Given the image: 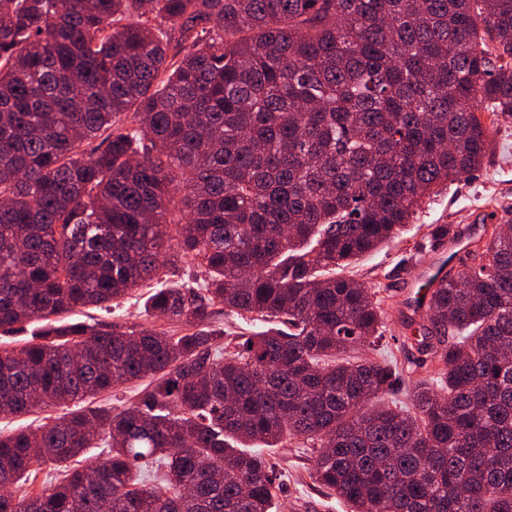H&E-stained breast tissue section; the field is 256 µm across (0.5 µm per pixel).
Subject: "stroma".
Segmentation results:
<instances>
[{"mask_svg":"<svg viewBox=\"0 0 512 512\" xmlns=\"http://www.w3.org/2000/svg\"><path fill=\"white\" fill-rule=\"evenodd\" d=\"M496 146L480 171L449 184L424 200L417 214L401 234L386 246L366 255L354 267L356 279L372 288L382 289L385 297V334L387 353L399 363L414 368V378L433 374V365L414 367L418 351L409 340L408 316L402 304V284L433 256L429 249V233L436 224H460L468 227L484 225L489 213H499L501 220L512 221V113H502L496 122ZM424 252H417V245ZM145 296L136 294L122 299L112 313L76 311L70 318L96 321L117 328L144 326L183 334L182 322L148 316ZM266 458L275 462L280 474L281 493L278 512H349L336 495L312 479L316 455L311 443L294 441L285 448L265 449Z\"/></svg>","mask_w":512,"mask_h":512,"instance_id":"stroma-1","label":"stroma"}]
</instances>
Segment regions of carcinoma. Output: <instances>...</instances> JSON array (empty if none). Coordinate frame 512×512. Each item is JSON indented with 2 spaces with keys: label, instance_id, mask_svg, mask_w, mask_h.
<instances>
[{
  "label": "carcinoma",
  "instance_id": "carcinoma-1",
  "mask_svg": "<svg viewBox=\"0 0 512 512\" xmlns=\"http://www.w3.org/2000/svg\"><path fill=\"white\" fill-rule=\"evenodd\" d=\"M485 112H512V0H0V331L45 322L0 350V416L80 404L0 436V488L65 467L0 512H272L229 441L296 439L351 512H512V224L426 286L414 382L363 354L385 297L351 271L484 165ZM139 287L192 331L56 325ZM213 306L269 328L220 349ZM143 383V384H142ZM144 387V381L126 384L120 386L109 395L99 397L94 406L112 407V412H116L125 407H128L136 398L137 393Z\"/></svg>",
  "mask_w": 512,
  "mask_h": 512
}]
</instances>
